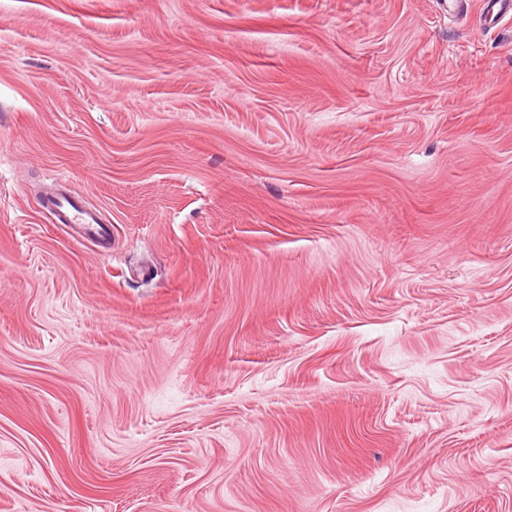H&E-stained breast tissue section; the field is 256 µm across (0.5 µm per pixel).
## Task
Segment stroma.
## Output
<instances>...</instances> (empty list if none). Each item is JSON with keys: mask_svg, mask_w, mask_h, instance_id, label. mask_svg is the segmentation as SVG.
Masks as SVG:
<instances>
[{"mask_svg": "<svg viewBox=\"0 0 512 512\" xmlns=\"http://www.w3.org/2000/svg\"><path fill=\"white\" fill-rule=\"evenodd\" d=\"M493 4L0 0V512H512ZM47 207L54 212L56 223L75 228L83 239L92 240L96 235L105 237L108 234L107 225L100 224L96 213L83 206L77 193L52 196L47 200Z\"/></svg>", "mask_w": 512, "mask_h": 512, "instance_id": "1", "label": "stroma"}]
</instances>
